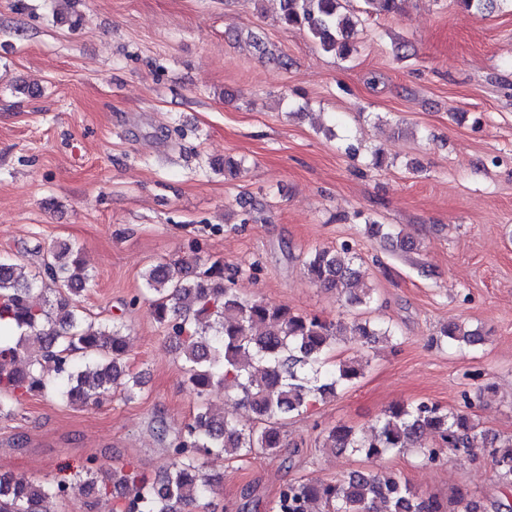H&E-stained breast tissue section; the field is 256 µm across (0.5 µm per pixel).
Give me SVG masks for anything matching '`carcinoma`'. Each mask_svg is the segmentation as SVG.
Masks as SVG:
<instances>
[{
    "instance_id": "carcinoma-1",
    "label": "carcinoma",
    "mask_w": 512,
    "mask_h": 512,
    "mask_svg": "<svg viewBox=\"0 0 512 512\" xmlns=\"http://www.w3.org/2000/svg\"><path fill=\"white\" fill-rule=\"evenodd\" d=\"M363 2L367 15L395 14L402 5V0ZM499 2L456 0L462 10L478 14L493 12ZM280 9L282 26L306 31L323 51L341 59L351 55L359 19L347 13L344 0H280ZM367 232L402 252L416 249L413 240L383 224L370 223ZM348 253L346 246L319 248L306 255L304 267L313 283L336 289L351 307H365L373 288ZM42 266L47 283L27 278L22 265L0 261V321L19 331L14 338L0 329V418L12 417L22 399L33 395L81 407L99 402L114 388L126 401L138 397L141 380L127 364L130 343L124 325L87 324L72 299L92 280L81 250L54 245L43 255ZM234 276L221 258L194 266L158 263L142 275L150 314L175 343L185 381L203 400L169 443L163 471L149 479L131 466L107 470L91 457L81 471L54 484L0 473V512H45L47 499H64L76 488L84 491L91 509L112 498L115 512H195L213 492L203 458L275 455L283 447V421L363 375L364 366L356 360L329 362L348 325L244 299L231 288ZM350 326L367 342L392 336L391 327L370 319ZM482 341L479 331L454 321L439 338L459 349ZM216 389L232 390L255 413V425L243 428L204 404ZM430 435L436 442L422 443ZM410 445L429 462L479 451L502 485L512 487V438L489 435L460 410L425 401L395 405L369 435L345 425L322 433V447L367 458ZM316 506L324 512H448L446 503L418 493L396 475L368 470L331 482L290 483L280 490L274 512H313Z\"/></svg>"
}]
</instances>
